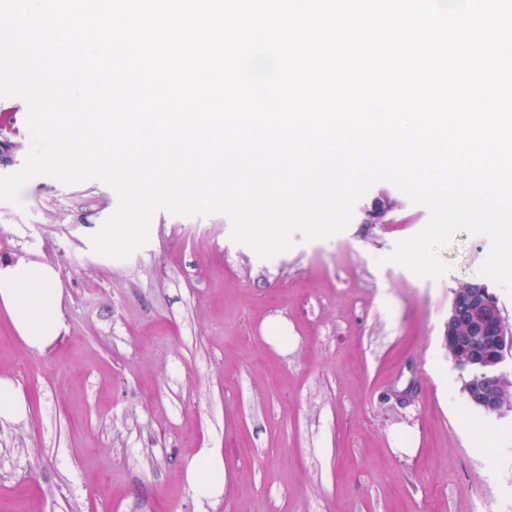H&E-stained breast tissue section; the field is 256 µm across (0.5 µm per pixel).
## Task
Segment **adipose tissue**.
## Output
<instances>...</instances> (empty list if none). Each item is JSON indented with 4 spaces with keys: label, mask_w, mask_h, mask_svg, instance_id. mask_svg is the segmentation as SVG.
I'll list each match as a JSON object with an SVG mask.
<instances>
[{
    "label": "adipose tissue",
    "mask_w": 512,
    "mask_h": 512,
    "mask_svg": "<svg viewBox=\"0 0 512 512\" xmlns=\"http://www.w3.org/2000/svg\"><path fill=\"white\" fill-rule=\"evenodd\" d=\"M61 300L50 266L29 261L0 266V306L27 347L41 350L57 338ZM186 478L198 499H220L225 482L221 449H202L188 465Z\"/></svg>",
    "instance_id": "1"
}]
</instances>
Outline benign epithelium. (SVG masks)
<instances>
[{
    "mask_svg": "<svg viewBox=\"0 0 512 512\" xmlns=\"http://www.w3.org/2000/svg\"><path fill=\"white\" fill-rule=\"evenodd\" d=\"M401 206L400 199L380 190L364 211L362 223L383 224L388 213ZM444 336L470 403L487 415L511 409L506 363L512 360V330L487 285L470 283L454 291Z\"/></svg>",
    "mask_w": 512,
    "mask_h": 512,
    "instance_id": "obj_1",
    "label": "benign epithelium"
}]
</instances>
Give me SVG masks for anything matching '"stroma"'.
<instances>
[{"instance_id": "obj_1", "label": "stroma", "mask_w": 512, "mask_h": 512, "mask_svg": "<svg viewBox=\"0 0 512 512\" xmlns=\"http://www.w3.org/2000/svg\"><path fill=\"white\" fill-rule=\"evenodd\" d=\"M31 104L0 96V133L32 151ZM403 198L363 223L378 189ZM121 206L99 176L31 177L0 199V259L52 266L60 338L27 347L0 309V378L27 414L0 420V512H512V409L468 401L444 346L459 283L490 241L454 233L437 277L397 260L430 220L389 179L348 223L296 228L261 254L222 210L152 209L124 258L93 238ZM224 453V495L186 480ZM187 482L199 500H218L224 495V454L219 448H203L190 462Z\"/></svg>"}]
</instances>
